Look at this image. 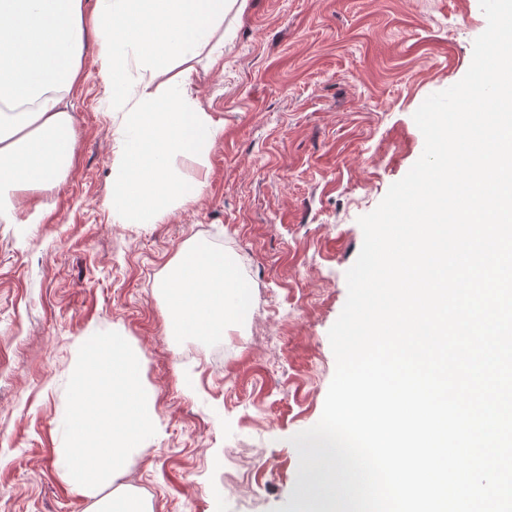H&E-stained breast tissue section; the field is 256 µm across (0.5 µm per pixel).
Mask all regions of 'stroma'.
Wrapping results in <instances>:
<instances>
[{"label": "stroma", "instance_id": "stroma-1", "mask_svg": "<svg viewBox=\"0 0 512 512\" xmlns=\"http://www.w3.org/2000/svg\"><path fill=\"white\" fill-rule=\"evenodd\" d=\"M479 0H248L224 54L196 62L224 122L200 197L158 224H116L118 119L84 42L75 158L39 224H0V512H88L57 468L84 336L123 334L156 433L120 477L153 512H272L303 501L294 434L320 419L328 332L347 299L360 216L419 159L413 115L460 81ZM224 250L251 284L246 320L213 341L168 332L160 284L182 247Z\"/></svg>", "mask_w": 512, "mask_h": 512}]
</instances>
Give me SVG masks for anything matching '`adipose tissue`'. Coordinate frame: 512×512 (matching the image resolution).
<instances>
[{"label":"adipose tissue","instance_id":"obj_1","mask_svg":"<svg viewBox=\"0 0 512 512\" xmlns=\"http://www.w3.org/2000/svg\"><path fill=\"white\" fill-rule=\"evenodd\" d=\"M244 0H0V224H38L27 191H49L71 170L76 145L70 96L82 74L86 33L120 114L111 162L112 221L158 224L195 201L203 183L177 158L206 166L224 123L192 95L200 55L218 60L224 19ZM173 335L222 337L248 313L250 285L223 251H183L165 281Z\"/></svg>","mask_w":512,"mask_h":512}]
</instances>
